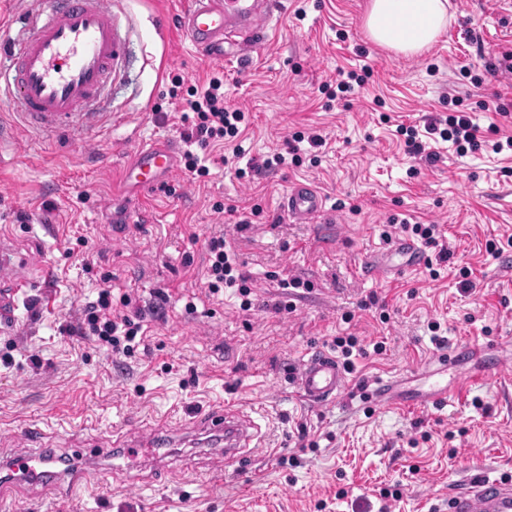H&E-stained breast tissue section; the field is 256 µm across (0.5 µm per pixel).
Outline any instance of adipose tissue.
I'll return each instance as SVG.
<instances>
[{
	"instance_id": "adipose-tissue-1",
	"label": "adipose tissue",
	"mask_w": 512,
	"mask_h": 512,
	"mask_svg": "<svg viewBox=\"0 0 512 512\" xmlns=\"http://www.w3.org/2000/svg\"><path fill=\"white\" fill-rule=\"evenodd\" d=\"M448 0H371L366 28L381 46L413 55L448 23Z\"/></svg>"
}]
</instances>
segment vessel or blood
I'll return each instance as SVG.
<instances>
[{"mask_svg":"<svg viewBox=\"0 0 512 512\" xmlns=\"http://www.w3.org/2000/svg\"><path fill=\"white\" fill-rule=\"evenodd\" d=\"M181 29L192 47L209 60L251 61L278 23L273 0H186L180 14ZM126 46L112 16V0H38L24 18L17 39L0 44V75H7L16 112L35 131L56 135L79 134L97 121L98 108L112 79L114 67L124 59ZM179 147L168 139L143 141L124 167L119 185L128 205L141 202L149 189L169 179L177 168ZM284 214L301 224L326 217L324 194L311 182L289 185L281 201ZM401 256L400 270L425 265L420 244L409 238L394 241ZM9 249L0 244V319L9 316L35 280L20 269ZM507 362L490 344L466 343L434 356L436 373L455 371L453 384H437L421 395L400 394L393 378L378 380L371 393L374 404L427 408L454 397L459 382H477L500 376ZM293 384L305 403L329 408L345 397L348 380L336 358L322 349L307 352ZM206 431L223 438L222 463L243 460L257 448L258 429L239 408L224 405L202 421ZM47 464L43 450L11 456L7 469L15 481L43 476ZM449 512H512V481L484 473L472 476L465 488L450 498Z\"/></svg>","mask_w":512,"mask_h":512,"instance_id":"b4317fda","label":"vessel or blood"}]
</instances>
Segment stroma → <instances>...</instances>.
I'll use <instances>...</instances> for the list:
<instances>
[{"mask_svg": "<svg viewBox=\"0 0 512 512\" xmlns=\"http://www.w3.org/2000/svg\"><path fill=\"white\" fill-rule=\"evenodd\" d=\"M281 2L278 28L253 62L224 70L227 102L250 116L243 154L212 149L210 174L197 182L177 168L169 182L179 195L150 190L127 210L122 232L112 191L132 151L154 135L180 136L172 78L190 85L217 67L179 33L178 0H112L128 55L84 139L29 130L0 95V240L52 270L0 327V459L21 449V427L35 422L42 444L89 476L75 492L64 482L13 484L0 512H379L380 489L393 486L399 512H447L449 488L475 467L512 479V371L422 410L376 409L350 395L318 409L293 387L306 351L353 334L385 349L357 359L350 385L396 377L426 388L435 321L449 345L494 342L512 359V154L460 157L444 143L434 164H418L397 132L447 111L454 97L485 139L512 136V81L498 52L512 46V0H449L447 27L414 56L369 38L371 0ZM363 67L365 85L336 96L345 73ZM486 102L504 105L507 117L491 124ZM298 132L320 133L326 148L253 182L238 178L251 160L286 152ZM302 179L324 193L326 222L281 214V196ZM395 220L439 225L426 248L439 278L424 267L364 275ZM219 233L252 277L251 311L235 296L205 295L204 241ZM491 240L503 244L499 256L488 254ZM465 268L474 283L467 293ZM107 274L113 292L135 289L143 306L157 291L169 296L166 321L152 323L145 349L125 360L64 332ZM287 277L306 286L294 312L272 314ZM373 292L385 310L361 309ZM226 402L253 412L260 447L242 470L213 474L197 422ZM153 429L171 438L165 467L140 458L130 481L107 452ZM307 438L314 447H304ZM292 456L301 466H280ZM341 488L347 497H337Z\"/></svg>", "mask_w": 512, "mask_h": 512, "instance_id": "stroma-1", "label": "stroma"}]
</instances>
